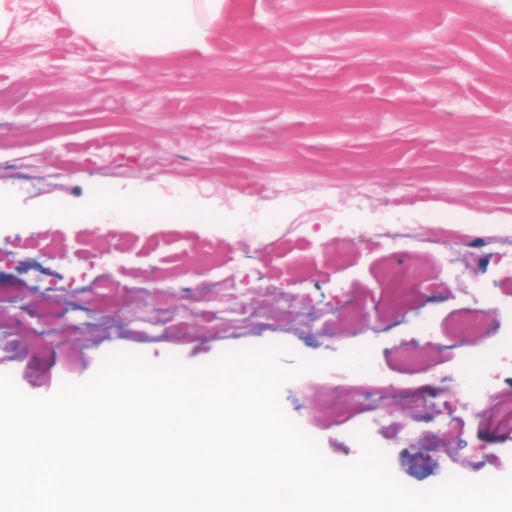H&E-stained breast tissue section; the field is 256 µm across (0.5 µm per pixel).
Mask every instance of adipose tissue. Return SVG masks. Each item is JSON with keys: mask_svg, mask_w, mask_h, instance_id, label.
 <instances>
[{"mask_svg": "<svg viewBox=\"0 0 512 512\" xmlns=\"http://www.w3.org/2000/svg\"><path fill=\"white\" fill-rule=\"evenodd\" d=\"M66 24L98 47L128 56L189 50L211 53L225 0H54ZM136 224H220L224 214L185 197H159L143 188L123 196L104 189L78 212L58 213L56 223H96L104 208Z\"/></svg>", "mask_w": 512, "mask_h": 512, "instance_id": "adipose-tissue-1", "label": "adipose tissue"}]
</instances>
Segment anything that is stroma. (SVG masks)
<instances>
[{
    "mask_svg": "<svg viewBox=\"0 0 512 512\" xmlns=\"http://www.w3.org/2000/svg\"><path fill=\"white\" fill-rule=\"evenodd\" d=\"M0 37V195L17 214L45 195L71 210L106 185L162 195L180 185L221 224H48L26 243L0 228L14 281L0 298V373L32 397L80 384L112 352L189 367L268 344L279 363L324 361L281 403L331 461L370 439L394 475L426 489L448 477L498 478L467 461L512 448V434L432 388L481 340L451 332L477 309L512 336V10L502 0H227L211 54L134 59L101 51L60 18L54 0H11ZM54 29L50 41L36 38ZM250 197L253 215L236 202ZM481 232L439 237L450 213ZM340 224H402L387 238L337 242ZM56 241L48 255L40 248ZM125 252L123 265L106 251ZM450 273L417 297L428 329L382 311L386 266L429 262ZM240 275L224 282L225 268ZM134 293H127V286ZM368 349L366 367L340 365ZM422 420L416 443L400 425ZM453 432L439 431L441 423Z\"/></svg>",
    "mask_w": 512,
    "mask_h": 512,
    "instance_id": "obj_1",
    "label": "stroma"
}]
</instances>
